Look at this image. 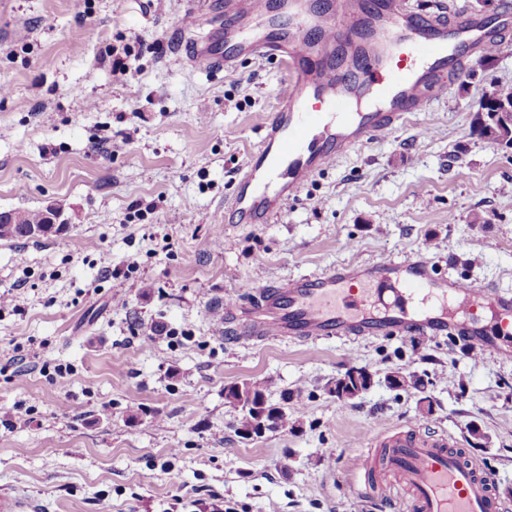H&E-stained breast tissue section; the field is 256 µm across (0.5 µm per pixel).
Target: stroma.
<instances>
[{
	"mask_svg": "<svg viewBox=\"0 0 512 512\" xmlns=\"http://www.w3.org/2000/svg\"><path fill=\"white\" fill-rule=\"evenodd\" d=\"M212 2L0 0V212L51 207L66 221L0 238V292L20 305L0 310V496L33 512H193L215 498L230 512H384L354 491L355 462L416 422L512 494V360L448 338L247 342L211 317L255 282L413 253L512 291V195L498 191L512 150L471 133L483 95L512 85V40L314 177L283 222L228 224L288 81L275 59L219 73L188 62ZM115 46L131 49L123 85ZM160 326L178 337L158 339ZM60 364L72 371L62 388ZM352 365L374 384L337 399ZM396 372L424 389L391 388ZM243 381L275 402L299 392L302 414L240 439L224 387Z\"/></svg>",
	"mask_w": 512,
	"mask_h": 512,
	"instance_id": "35a3bbf8",
	"label": "stroma"
}]
</instances>
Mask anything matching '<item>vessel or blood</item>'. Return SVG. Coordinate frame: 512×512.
Instances as JSON below:
<instances>
[{
	"instance_id": "vessel-or-blood-1",
	"label": "vessel or blood",
	"mask_w": 512,
	"mask_h": 512,
	"mask_svg": "<svg viewBox=\"0 0 512 512\" xmlns=\"http://www.w3.org/2000/svg\"><path fill=\"white\" fill-rule=\"evenodd\" d=\"M359 0H224V24L194 41L189 59L232 68L237 59L279 58L289 94L266 119L263 137L235 182L228 224H266L337 159L396 129L444 92L443 76L464 73L471 55L497 47L474 18L408 13L402 0H374L346 41L335 19ZM249 301L229 300L224 322L250 340L400 335L470 337L474 351L512 355V292L436 273L421 254L336 265L274 283H256ZM367 493L403 512H507L498 480L447 435L415 425L384 433L355 467Z\"/></svg>"
}]
</instances>
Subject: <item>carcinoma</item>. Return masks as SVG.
<instances>
[{
    "mask_svg": "<svg viewBox=\"0 0 512 512\" xmlns=\"http://www.w3.org/2000/svg\"><path fill=\"white\" fill-rule=\"evenodd\" d=\"M20 224H0V237L16 239L45 236L60 231L61 225L48 223V210H22ZM343 386L346 399L354 400L361 397L370 389V382L361 379L357 382L342 384L335 382V386ZM224 400L229 406L240 411V419L236 433L241 438H248L261 426L269 430L284 428L288 425V412L294 411L299 405V394L295 391L283 392L284 407L277 416L265 414V407H274L268 399L266 387L259 382H242L224 387Z\"/></svg>",
    "mask_w": 512,
    "mask_h": 512,
    "instance_id": "cac0c4a2",
    "label": "carcinoma"
}]
</instances>
